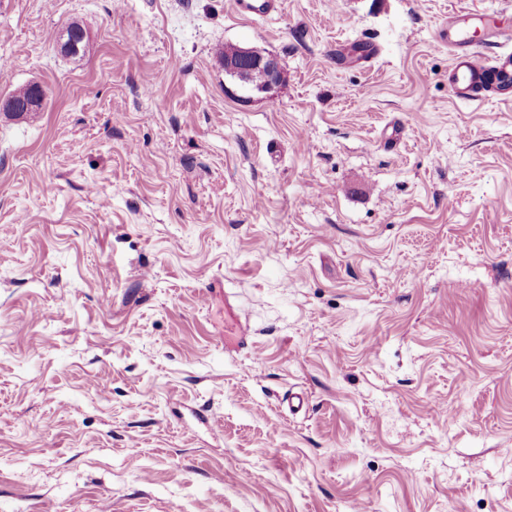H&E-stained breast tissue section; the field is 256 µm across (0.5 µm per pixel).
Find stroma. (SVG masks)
Instances as JSON below:
<instances>
[{
	"label": "stroma",
	"instance_id": "35a3bbf8",
	"mask_svg": "<svg viewBox=\"0 0 512 512\" xmlns=\"http://www.w3.org/2000/svg\"><path fill=\"white\" fill-rule=\"evenodd\" d=\"M466 5L512 16L0 0V98L47 92L0 112V512H512V105L454 95ZM261 69L265 72V81L255 86L252 84L253 72ZM281 64L277 57L265 54L255 48L238 49L235 55L226 58L224 72L237 80L247 91L268 92L281 80Z\"/></svg>",
	"mask_w": 512,
	"mask_h": 512
}]
</instances>
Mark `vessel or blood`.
<instances>
[{
    "instance_id": "1",
    "label": "vessel or blood",
    "mask_w": 512,
    "mask_h": 512,
    "mask_svg": "<svg viewBox=\"0 0 512 512\" xmlns=\"http://www.w3.org/2000/svg\"><path fill=\"white\" fill-rule=\"evenodd\" d=\"M278 0H232L236 15L249 17L272 12ZM478 8L452 9L448 13V50L453 53L451 83L455 96L463 101L489 99L495 87L491 80L493 71L512 68V19L496 22L490 37L500 44L501 50L490 61H481L470 43L468 29L482 18Z\"/></svg>"
}]
</instances>
